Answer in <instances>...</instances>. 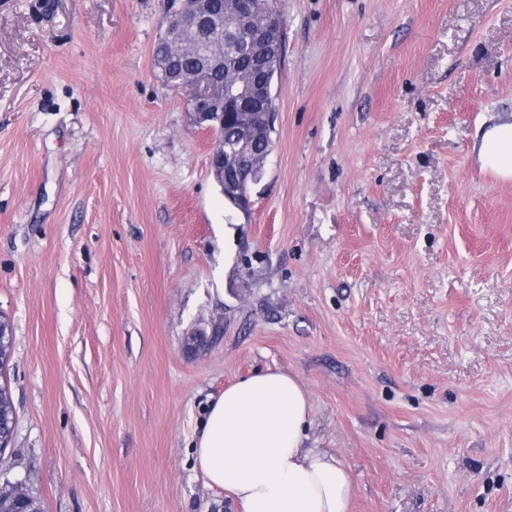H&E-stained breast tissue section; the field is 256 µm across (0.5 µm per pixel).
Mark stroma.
Masks as SVG:
<instances>
[{"label": "stroma", "instance_id": "stroma-1", "mask_svg": "<svg viewBox=\"0 0 512 512\" xmlns=\"http://www.w3.org/2000/svg\"><path fill=\"white\" fill-rule=\"evenodd\" d=\"M276 8L243 214L153 66L166 0H0V473L45 512H239L192 443L271 368L352 512H512V178L478 159L512 122V0Z\"/></svg>", "mask_w": 512, "mask_h": 512}]
</instances>
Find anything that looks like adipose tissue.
I'll return each instance as SVG.
<instances>
[{
  "label": "adipose tissue",
  "mask_w": 512,
  "mask_h": 512,
  "mask_svg": "<svg viewBox=\"0 0 512 512\" xmlns=\"http://www.w3.org/2000/svg\"><path fill=\"white\" fill-rule=\"evenodd\" d=\"M481 160L512 177V123L483 136ZM307 388L269 369L242 378L211 401L193 443L195 468L241 512H349L352 474L336 453L305 445Z\"/></svg>",
  "instance_id": "obj_1"
}]
</instances>
